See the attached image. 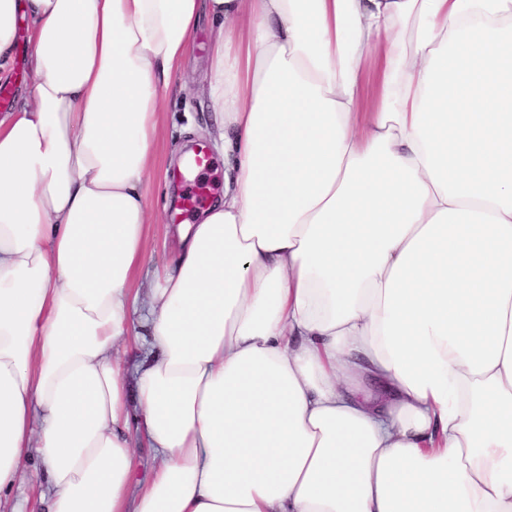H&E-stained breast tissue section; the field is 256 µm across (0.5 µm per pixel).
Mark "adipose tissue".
Instances as JSON below:
<instances>
[{
    "label": "adipose tissue",
    "mask_w": 512,
    "mask_h": 512,
    "mask_svg": "<svg viewBox=\"0 0 512 512\" xmlns=\"http://www.w3.org/2000/svg\"><path fill=\"white\" fill-rule=\"evenodd\" d=\"M204 11L224 198L139 289ZM23 27L0 500L34 457L52 512H512V0H0V68Z\"/></svg>",
    "instance_id": "1"
}]
</instances>
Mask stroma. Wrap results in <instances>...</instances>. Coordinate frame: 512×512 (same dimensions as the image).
I'll return each instance as SVG.
<instances>
[{
	"label": "stroma",
	"mask_w": 512,
	"mask_h": 512,
	"mask_svg": "<svg viewBox=\"0 0 512 512\" xmlns=\"http://www.w3.org/2000/svg\"><path fill=\"white\" fill-rule=\"evenodd\" d=\"M213 27L210 16H202L191 37L190 49L180 64L164 99L165 117L157 141L151 179L147 185V201L158 222L151 226L148 253L161 261L170 251L172 242L165 233L166 225L175 223V212L168 204L170 195H187L191 183L207 185L208 200L224 193V150L218 135V120L205 97L195 94L209 65V38ZM31 46L19 39L8 76L0 79V88L8 89V104H0V114L21 105L29 78ZM202 147L209 151L212 163L197 177L180 175L177 168L185 152Z\"/></svg>",
	"instance_id": "35a3bbf8"
}]
</instances>
